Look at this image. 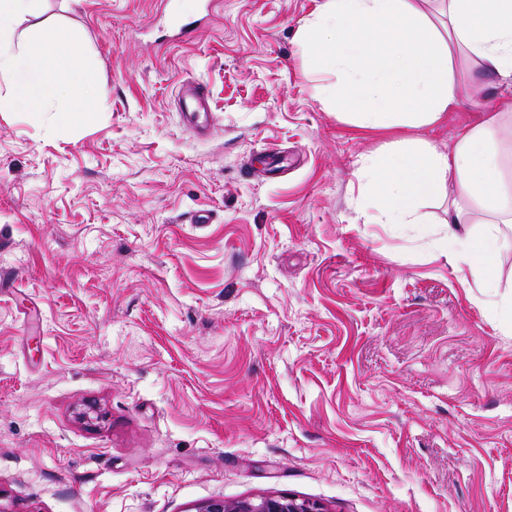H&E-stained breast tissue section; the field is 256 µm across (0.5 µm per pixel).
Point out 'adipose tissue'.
<instances>
[{"mask_svg":"<svg viewBox=\"0 0 512 512\" xmlns=\"http://www.w3.org/2000/svg\"><path fill=\"white\" fill-rule=\"evenodd\" d=\"M42 2L0 0V79L7 85L0 112L54 107L69 126L95 111L100 98L78 63V33L47 23ZM439 2L431 15L418 0H321L301 40L340 74L327 99L343 116L370 129L440 125L464 95L458 63L512 82V0ZM511 119L506 99L501 111L461 128L448 149L401 139L360 156L365 195L356 209L375 207L386 224H423L428 204L447 202L438 245L448 263L469 270L482 287H496L500 227L512 223V175L504 172L498 134ZM476 209L486 216L479 236L466 228Z\"/></svg>","mask_w":512,"mask_h":512,"instance_id":"adipose-tissue-1","label":"adipose tissue"}]
</instances>
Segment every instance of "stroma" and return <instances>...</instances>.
Segmentation results:
<instances>
[{
  "instance_id": "35a3bbf8",
  "label": "stroma",
  "mask_w": 512,
  "mask_h": 512,
  "mask_svg": "<svg viewBox=\"0 0 512 512\" xmlns=\"http://www.w3.org/2000/svg\"><path fill=\"white\" fill-rule=\"evenodd\" d=\"M201 2L46 0L103 103L70 127L0 112V512L272 491L327 512H512V249L483 288L434 245L446 205L424 224L350 205L360 155L447 147L512 87L477 70L444 124L364 130L302 53L320 0ZM188 78L207 86L203 137L178 110Z\"/></svg>"
}]
</instances>
